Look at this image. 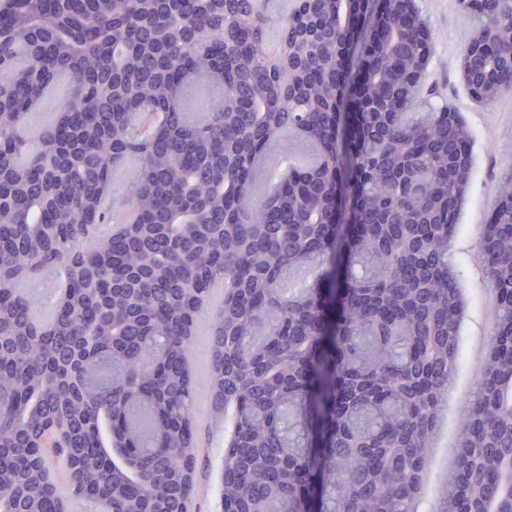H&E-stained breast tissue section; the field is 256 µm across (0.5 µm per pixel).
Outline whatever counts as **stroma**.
Listing matches in <instances>:
<instances>
[{
	"label": "stroma",
	"mask_w": 512,
	"mask_h": 512,
	"mask_svg": "<svg viewBox=\"0 0 512 512\" xmlns=\"http://www.w3.org/2000/svg\"><path fill=\"white\" fill-rule=\"evenodd\" d=\"M428 19L435 55L426 71L424 84L429 96L448 102L472 129L473 165L459 214V234L453 246V260L461 270L460 288L465 301L461 322L462 362L451 385L452 390L474 391L482 363L476 345L491 329V312L486 279L472 265L480 254V237L490 223L495 204L494 186L501 176L512 171V96L493 103L476 105L460 81V57L473 28V19L458 0H418ZM197 464L195 494L189 512H223L224 438L215 434L205 402L208 391L197 388ZM462 416L455 402L443 412L441 449L429 468L428 489L418 508L432 512L443 468L455 443Z\"/></svg>",
	"instance_id": "35a3bbf8"
}]
</instances>
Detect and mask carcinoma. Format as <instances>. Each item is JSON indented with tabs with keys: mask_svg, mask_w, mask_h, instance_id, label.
Masks as SVG:
<instances>
[{
	"mask_svg": "<svg viewBox=\"0 0 512 512\" xmlns=\"http://www.w3.org/2000/svg\"><path fill=\"white\" fill-rule=\"evenodd\" d=\"M488 101L512 94V0H481ZM415 0H0V512H56L34 445L67 428L98 512H188V355L212 289L210 410L235 411L224 512H417L464 311L451 249L469 126L410 80ZM279 34V57L266 51ZM60 78L68 96L34 135ZM292 161L257 196L270 148ZM138 176L121 196L115 174ZM482 239L492 327L435 512H512V173ZM130 210L112 228L107 199ZM343 250L341 276L286 296ZM64 271L51 317L24 286ZM55 90L45 96L39 108L30 117V126L38 128L52 122L58 113L57 102L61 100L55 99Z\"/></svg>",
	"mask_w": 512,
	"mask_h": 512,
	"instance_id": "carcinoma-1",
	"label": "carcinoma"
}]
</instances>
